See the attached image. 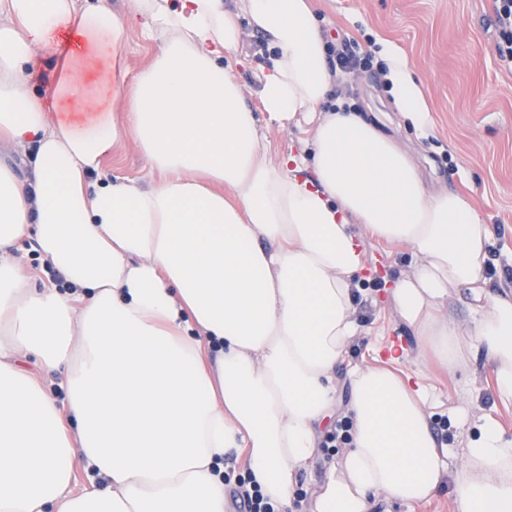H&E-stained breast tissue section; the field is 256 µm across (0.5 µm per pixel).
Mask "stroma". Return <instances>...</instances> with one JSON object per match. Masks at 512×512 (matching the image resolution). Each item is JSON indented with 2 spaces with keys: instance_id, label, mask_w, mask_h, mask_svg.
Instances as JSON below:
<instances>
[{
  "instance_id": "obj_1",
  "label": "stroma",
  "mask_w": 512,
  "mask_h": 512,
  "mask_svg": "<svg viewBox=\"0 0 512 512\" xmlns=\"http://www.w3.org/2000/svg\"><path fill=\"white\" fill-rule=\"evenodd\" d=\"M329 46L357 42L367 67L338 70L334 95L375 118L380 129L404 149L434 191L455 190L471 197L495 235L488 250V287L512 289V71L496 54L492 0H312ZM269 53L266 39L244 31L235 53L224 65L244 86L248 106L274 149L301 150L304 132L270 121L253 93L255 74ZM405 59L432 118L427 132L415 130L401 114L390 70L392 56ZM91 92L83 104H68L64 113L79 126L114 115L123 119L128 107L112 90L111 59L93 53L83 68ZM108 176L141 179L149 174L146 158L133 139L117 145L104 161ZM368 268L357 291L356 315L362 333L348 348L347 363L374 364L389 358L386 346L401 339L405 354L396 363L401 373L415 374L424 363L411 331L389 302L394 280L413 272L416 260L404 245L371 237L355 227ZM440 405L432 426L440 443L449 446L450 469L464 465L463 447L483 416H492L512 436V405L496 402L487 367L451 377L432 375ZM470 409L466 427L451 418L458 406ZM340 449L321 448L303 474L290 506L283 512H310L312 496Z\"/></svg>"
}]
</instances>
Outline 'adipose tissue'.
I'll return each instance as SVG.
<instances>
[{
  "instance_id": "obj_1",
  "label": "adipose tissue",
  "mask_w": 512,
  "mask_h": 512,
  "mask_svg": "<svg viewBox=\"0 0 512 512\" xmlns=\"http://www.w3.org/2000/svg\"><path fill=\"white\" fill-rule=\"evenodd\" d=\"M135 20L157 50L129 85L119 43ZM246 26L273 50L261 107L305 120L309 155L271 150L224 66ZM102 31L129 123L82 129L58 108L85 97L80 71ZM42 55L46 98L33 85ZM393 72L401 113L426 129L406 64ZM335 79L311 0H129L121 15L0 0V139L26 152L18 166L0 158V512H228L233 455L288 504L361 331L357 224L418 257L391 302L422 353L452 376L484 357L512 404V292L487 289L493 226L466 195L431 193L391 137L330 100ZM129 133L151 179L100 173ZM25 239L52 276L39 288ZM453 288L474 299L470 329L442 313ZM347 376L351 442L312 512L411 504L448 479L460 512H512V437L493 419L452 473L425 373ZM79 465L96 484L74 494Z\"/></svg>"
}]
</instances>
